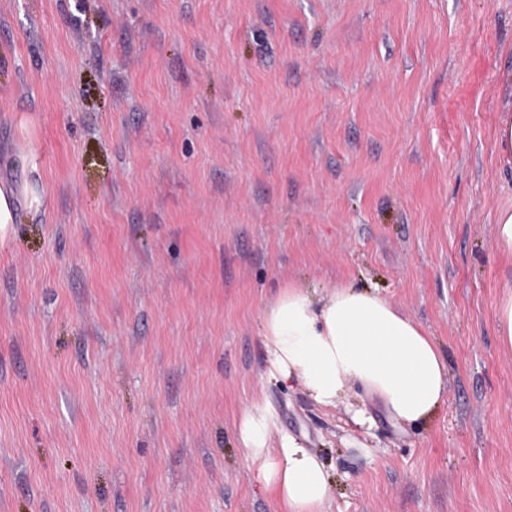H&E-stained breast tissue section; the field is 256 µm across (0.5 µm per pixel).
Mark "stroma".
Listing matches in <instances>:
<instances>
[{"instance_id": "stroma-1", "label": "stroma", "mask_w": 512, "mask_h": 512, "mask_svg": "<svg viewBox=\"0 0 512 512\" xmlns=\"http://www.w3.org/2000/svg\"><path fill=\"white\" fill-rule=\"evenodd\" d=\"M509 62L512 0H0V512H277L255 406L324 512H512ZM290 284L423 326L433 417L269 377ZM500 75L502 84L507 89L508 94L497 113L495 123L497 164L502 174L511 173L512 175V64L511 66L506 64L501 69ZM495 244L501 255L512 259V206L503 207L497 213ZM497 304L496 327L503 345L512 346V279L506 280ZM271 418L258 407L248 409L239 425L246 456L258 464V478L273 494L278 512H324L328 476L316 455L294 437L282 441L281 453H266Z\"/></svg>"}]
</instances>
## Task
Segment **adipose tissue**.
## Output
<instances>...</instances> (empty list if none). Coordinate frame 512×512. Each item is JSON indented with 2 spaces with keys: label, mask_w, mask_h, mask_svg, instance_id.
<instances>
[{
  "label": "adipose tissue",
  "mask_w": 512,
  "mask_h": 512,
  "mask_svg": "<svg viewBox=\"0 0 512 512\" xmlns=\"http://www.w3.org/2000/svg\"><path fill=\"white\" fill-rule=\"evenodd\" d=\"M262 328L270 376L301 383L319 405H335L353 382L381 401L395 421L417 424L429 420L445 397L446 363L437 344L379 295L337 286L318 297L291 284L264 309ZM271 425L257 408L246 410L239 425L260 481L279 512H323V464L290 436L280 455L268 456Z\"/></svg>",
  "instance_id": "ef3b65f1"
}]
</instances>
